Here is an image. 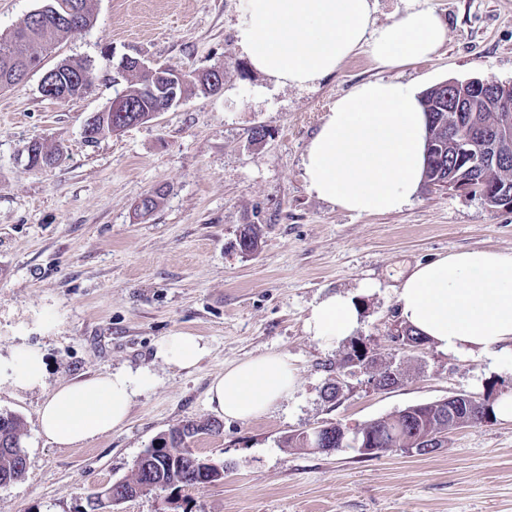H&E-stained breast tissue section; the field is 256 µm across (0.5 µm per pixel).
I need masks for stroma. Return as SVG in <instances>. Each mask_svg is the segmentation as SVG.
Masks as SVG:
<instances>
[{
	"instance_id": "35a3bbf8",
	"label": "stroma",
	"mask_w": 512,
	"mask_h": 512,
	"mask_svg": "<svg viewBox=\"0 0 512 512\" xmlns=\"http://www.w3.org/2000/svg\"><path fill=\"white\" fill-rule=\"evenodd\" d=\"M422 2L448 22L430 60L384 70L359 52L299 89L251 67L236 38L240 0H92L95 25L44 61L48 69L64 59L91 64V92L46 98L37 72L0 92V351L25 343L47 361L44 387L0 390V412L26 424V471L0 486V512H78L87 492L129 478L155 437L188 419H217L207 403L211 380L266 352L287 355L297 390L196 440L223 464V480L145 492L113 512H512V421L452 431L428 454L393 448L368 458L282 444L329 421L361 426L455 393L512 391V375L484 357L431 345L399 350L389 340L400 322L396 291L411 269L462 249L511 252L512 211L423 189L399 211L356 216L309 193L304 180L308 142L359 83L397 79L424 90L480 77L512 85V0ZM127 53L182 71L223 66V89L187 93L148 121L86 143L85 119L127 85L112 62ZM258 127L266 131L259 142ZM33 139L61 147L63 161L29 167ZM157 190V208L138 216L141 198ZM248 224L259 226L261 245L246 256L237 239ZM362 285L352 336L332 348L308 336L313 304ZM177 333L207 344L195 369L155 359L157 344ZM359 341L400 383L377 391L359 373L326 399ZM143 367L156 380L123 429L78 448L39 434V408L58 384Z\"/></svg>"
}]
</instances>
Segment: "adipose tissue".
I'll return each mask as SVG.
<instances>
[{"label": "adipose tissue", "instance_id": "obj_1", "mask_svg": "<svg viewBox=\"0 0 512 512\" xmlns=\"http://www.w3.org/2000/svg\"><path fill=\"white\" fill-rule=\"evenodd\" d=\"M370 0H242L238 44L252 67L273 83L307 88L365 51L381 68L426 60L445 44L448 26L431 8L412 6L393 23L372 21ZM426 117L420 90L396 79L355 85L336 100L303 154L308 191L357 215L401 210L418 194L426 165ZM398 312L438 350L479 354L500 367L512 358V252L463 250L417 265L397 290ZM355 295L332 293L314 304L305 330L333 345L356 330ZM209 353L200 337L178 334L156 356L182 370ZM46 366L21 345L0 353V388L41 386ZM146 369L106 371L59 385L39 410L48 443L74 448L124 427L136 396L151 387ZM296 387V369L276 352L226 367L210 383L211 410L227 419L254 418Z\"/></svg>", "mask_w": 512, "mask_h": 512}]
</instances>
